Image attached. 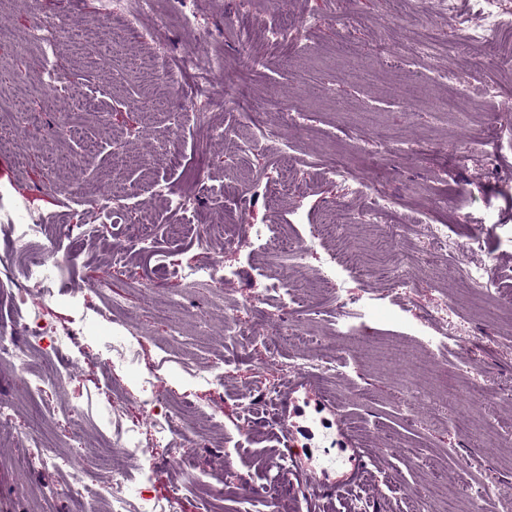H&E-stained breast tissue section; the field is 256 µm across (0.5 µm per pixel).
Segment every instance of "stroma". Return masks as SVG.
I'll use <instances>...</instances> for the list:
<instances>
[{"label": "stroma", "mask_w": 512, "mask_h": 512, "mask_svg": "<svg viewBox=\"0 0 512 512\" xmlns=\"http://www.w3.org/2000/svg\"><path fill=\"white\" fill-rule=\"evenodd\" d=\"M388 10L387 0H184L159 5L135 33L100 0H0V71L18 75L0 86L10 104L0 128L11 133L0 145V241L12 220L48 225L30 247L54 241L67 261L62 294L46 312L71 332L74 359L68 377L37 392L0 361V401L10 406L0 419V512H96L100 501L76 505L60 495L64 474L21 467L16 439L34 436L93 465L112 440L98 419L102 406L144 420L140 389L149 375L193 407L182 438L127 461L159 507L179 485L176 512H210L200 488L221 479L222 512H312L269 464L289 448L275 435L276 408L253 401L302 373L316 353L337 364L316 384L342 415L345 444L376 461L357 482L366 512H448V490L467 481L485 486L476 512H512V331L501 319L512 305L477 312L455 257L426 267L414 256L416 225L444 224L458 245L482 241L465 261L486 281L512 275V118L504 110L512 67L491 43L456 46L441 0H404L390 22ZM187 13L194 26L184 25ZM66 18L113 38L111 63H91L58 30ZM38 27L44 40L30 37ZM418 29L439 37L425 59L413 42ZM155 54L168 56L177 83L151 76ZM211 54L223 58L222 71L183 66ZM46 55L64 89L47 87ZM249 56L262 66L247 65ZM446 71L468 111H445ZM495 84L497 96L481 94ZM203 93L209 110L192 118ZM258 125L282 134L287 155L248 147ZM332 161L347 180L327 176ZM382 195L391 207L371 222ZM103 197L129 203L121 222L101 220L95 201ZM331 206L337 234L290 269L300 300L287 305L267 288L281 258L249 241L248 227L270 224L278 238L302 239ZM140 216L148 231L136 226ZM202 224L223 225L233 280L180 278L179 269L213 259L196 241ZM391 235L400 251L384 247ZM342 244L361 267L339 266L335 283L321 282L324 261ZM405 260L412 271L401 288L389 272ZM253 293L266 296L263 318L241 311L240 333L228 332L226 307ZM361 295L370 308L339 328L337 298ZM443 302L466 339L435 356L425 341L448 333L431 315ZM283 330L292 339L270 353L264 337ZM116 336L130 337L132 361L113 364ZM215 362L225 369L221 388L196 377ZM447 372L481 378L490 392L482 410L444 390ZM78 402L84 414L76 418L69 409Z\"/></svg>", "instance_id": "obj_1"}]
</instances>
